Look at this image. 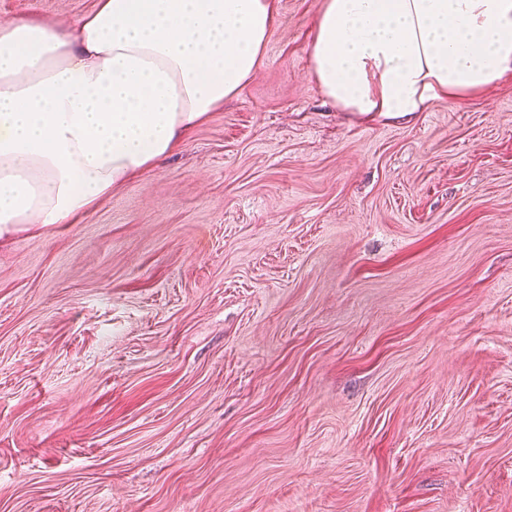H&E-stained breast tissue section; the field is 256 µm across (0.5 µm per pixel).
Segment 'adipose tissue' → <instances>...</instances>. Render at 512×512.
I'll use <instances>...</instances> for the list:
<instances>
[{"instance_id": "1", "label": "adipose tissue", "mask_w": 512, "mask_h": 512, "mask_svg": "<svg viewBox=\"0 0 512 512\" xmlns=\"http://www.w3.org/2000/svg\"><path fill=\"white\" fill-rule=\"evenodd\" d=\"M277 0H96L75 27L0 23V235L75 224L156 169L263 61ZM311 75L346 112L400 116L512 76V0H324Z\"/></svg>"}]
</instances>
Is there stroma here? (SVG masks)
Masks as SVG:
<instances>
[{
	"mask_svg": "<svg viewBox=\"0 0 512 512\" xmlns=\"http://www.w3.org/2000/svg\"><path fill=\"white\" fill-rule=\"evenodd\" d=\"M322 5L152 174L0 238V512H512V78L359 118Z\"/></svg>",
	"mask_w": 512,
	"mask_h": 512,
	"instance_id": "obj_1",
	"label": "stroma"
}]
</instances>
